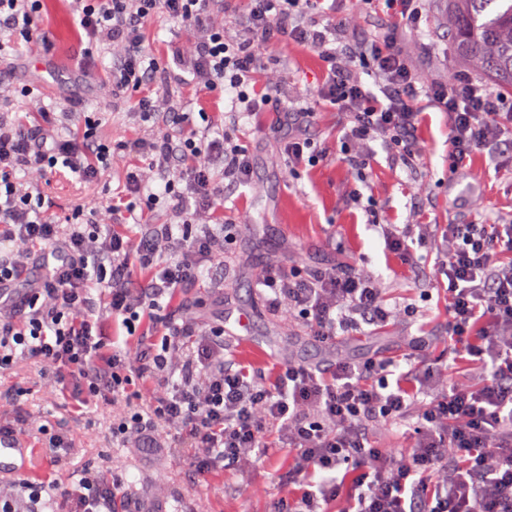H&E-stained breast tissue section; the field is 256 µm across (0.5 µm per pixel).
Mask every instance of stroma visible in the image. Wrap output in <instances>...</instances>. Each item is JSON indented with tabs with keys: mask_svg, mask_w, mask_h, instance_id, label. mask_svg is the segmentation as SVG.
Here are the masks:
<instances>
[{
	"mask_svg": "<svg viewBox=\"0 0 512 512\" xmlns=\"http://www.w3.org/2000/svg\"><path fill=\"white\" fill-rule=\"evenodd\" d=\"M336 15L360 36L377 27L402 31L400 19L389 13L360 15L357 0H336ZM428 15L423 32H402V44L425 80H442L457 67L448 50L446 0H431ZM36 27L40 39L20 43L12 67L0 69V109L27 122L49 107L65 110V122L54 127L61 133L83 124L87 111L102 108L97 137L110 145L111 156L94 183L82 182L66 170L52 175L32 170L26 179L41 192L56 219L80 208L96 215L101 223H111L113 193L124 189L128 172L142 163L141 158L123 151L122 143L153 139L164 135L165 129L140 121L124 100L113 99L106 74L110 57L96 59L88 70L78 71L77 61L88 40L73 21L70 0H42ZM142 38L161 58L171 57L176 48L189 49L193 42L192 33L163 18L147 26ZM323 67L313 48L290 43L281 46L278 57L256 74L254 87L263 91L275 85L296 99L317 86ZM152 97L160 111L183 108L200 127L233 122L228 98L203 93L188 79L165 91H154ZM313 109L322 158L295 176L285 173L270 148L275 114L262 112L238 122L237 135L255 157L253 180L248 187L227 195L223 212L202 215L200 221L231 222L242 225L243 231L227 245V261L216 263L199 283L177 290L169 310L194 319L198 330H205L223 314L222 303L211 291L213 282L223 283L233 310L249 317L239 337L225 341L224 355L270 385L275 384L282 364L322 363L337 351L354 358L375 353L401 358L409 352L413 336L430 341L417 363L425 396L438 395L451 384L478 382L482 370L455 363L454 357L464 345L447 334L448 281L437 274L435 266L445 249L443 238L431 235L418 245L421 263L415 266L388 250L378 227L457 222L512 225V165L501 162L491 150L477 152L458 172L459 191H449L448 116L428 107L417 138L419 163L407 168L392 162L376 141L371 145L366 175L361 178L341 158L342 114L318 102ZM355 193L361 195V205L352 203ZM268 260L305 268L344 264L366 270L382 280L390 304H410L418 313L355 334L335 348L320 346L306 336L300 321L266 310L252 282ZM94 314L105 335L133 349L162 331L158 321L147 318L136 336H128L121 323L113 322L107 300L100 293L94 296ZM155 387V381L140 380L119 400L106 396L84 406L72 386L54 383L49 367L20 358L0 369V422L32 418V425L23 433L33 448L27 477L36 484L48 487L58 481L76 482L90 468L122 478L114 512H146L164 503L180 506L183 512H272L278 500L300 493L299 481L288 478L293 463L288 448L269 449L250 468L230 465L215 470L201 482L189 472L192 451L184 442L171 447L162 441L143 448L134 441L113 439L114 419L141 406ZM58 432L70 439L64 456L48 446L49 435Z\"/></svg>",
	"mask_w": 512,
	"mask_h": 512,
	"instance_id": "1",
	"label": "stroma"
}]
</instances>
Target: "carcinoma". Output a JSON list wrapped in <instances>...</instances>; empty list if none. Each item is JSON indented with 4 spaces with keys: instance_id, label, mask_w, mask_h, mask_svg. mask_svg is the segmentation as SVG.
<instances>
[{
    "instance_id": "obj_1",
    "label": "carcinoma",
    "mask_w": 512,
    "mask_h": 512,
    "mask_svg": "<svg viewBox=\"0 0 512 512\" xmlns=\"http://www.w3.org/2000/svg\"><path fill=\"white\" fill-rule=\"evenodd\" d=\"M454 55L484 77L512 87V0H448Z\"/></svg>"
}]
</instances>
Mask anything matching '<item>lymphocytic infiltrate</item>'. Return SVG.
Listing matches in <instances>:
<instances>
[{"mask_svg":"<svg viewBox=\"0 0 512 512\" xmlns=\"http://www.w3.org/2000/svg\"><path fill=\"white\" fill-rule=\"evenodd\" d=\"M40 2L0 0V32L32 40ZM71 2L89 39L85 57L110 44L121 48L109 70L113 95L169 129L161 139L127 143L147 164L129 173L125 193L147 208H171L178 221L125 237L86 221L54 220L22 173L50 174L62 166L96 181L110 156L109 145L96 138V119L72 134L41 138L0 113V307L11 312L0 320V367L19 356L48 364L57 383H73L87 398L122 396L139 379L159 381V394L144 409L125 413L113 434L120 440L179 435L190 443L189 464L198 477L224 464H251L279 441L294 451L303 489L278 512H324L344 472L356 475L348 512H512V225L443 230L447 247L437 269L448 280V334L461 340L482 328L466 350L469 363L486 372L481 384L450 386L415 415L416 366L378 355L323 367L291 363L267 386L225 359L223 325L209 327L187 352L182 339L189 324L161 312L167 296L223 258L226 233L194 236L188 228L200 213L223 208L227 190L251 183L254 157L222 130L190 127L188 113L159 111L147 89L178 70L203 92L227 93L240 117L275 109L279 149L294 171L320 160L314 114L277 90L256 92L251 83L277 45L307 44L325 63L312 96L347 115L341 153L360 173L374 141L392 161H418L421 102L448 114L451 168L486 147L512 160V97L463 72L450 82H424L393 33L337 38L333 10L323 0H247L246 11L225 16L220 28L210 16L224 0ZM160 16L194 34L191 51L176 52L169 62L142 40ZM215 158L224 163L218 176L210 167ZM139 268L151 271L142 285L135 282ZM254 286L272 311L296 317L319 343L395 314L380 280L352 266L265 265ZM102 289L113 319L128 332L147 316L162 320L163 333L134 351L111 345L91 309L92 291ZM398 423L408 427L412 443L383 456L367 430ZM116 492L93 469L77 484L51 489L67 512H112Z\"/></svg>","mask_w":512,"mask_h":512,"instance_id":"obj_1","label":"lymphocytic infiltrate"}]
</instances>
